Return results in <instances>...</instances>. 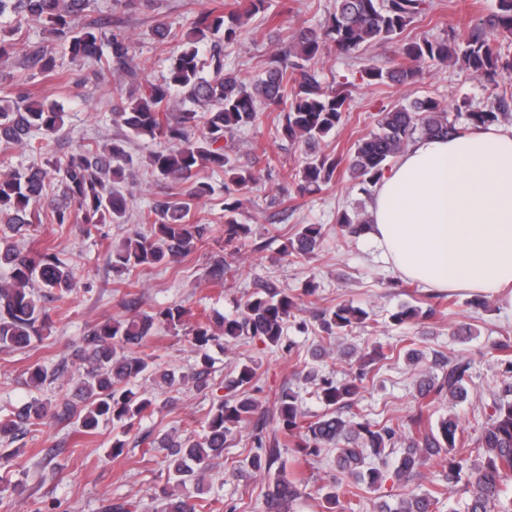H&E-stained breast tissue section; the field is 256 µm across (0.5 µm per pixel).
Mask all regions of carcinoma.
<instances>
[{
	"instance_id": "cac0c4a2",
	"label": "carcinoma",
	"mask_w": 512,
	"mask_h": 512,
	"mask_svg": "<svg viewBox=\"0 0 512 512\" xmlns=\"http://www.w3.org/2000/svg\"><path fill=\"white\" fill-rule=\"evenodd\" d=\"M92 4L93 0H0V18L21 16L42 25L68 51L71 60L96 65L95 75L99 77L111 70L122 73L129 86L128 96L112 108L113 114L130 135L164 140V146L148 157L156 177L174 183L191 182L185 196H168L141 212L140 223L150 227V234L135 232L112 249L111 267L118 274L179 263L205 245L210 225L195 217V208L213 189L205 181L193 180L202 168L224 173V247H233L248 233L249 228L237 215L244 208L255 176L232 159L224 140L235 130L255 124L263 112L277 113L276 134L301 144L308 155L296 173L298 180L284 183L282 193L331 184L343 158L320 153L318 148L323 138L344 123L350 104L348 96L322 80L315 68L319 58L326 49L349 57L376 43L394 41L410 23L433 9V0H336L333 12L319 28L293 32L288 45L274 50L263 76L248 81L226 68L224 43L240 39L248 21L266 10V0H234L230 9L216 2L193 16L180 50L171 57L168 75L152 82L142 78L132 65V43L125 34L102 25L74 26L75 19ZM480 25L477 32L446 39L422 37L403 42L397 59L385 69L369 63L362 66L361 75L376 84L404 86L415 83L426 64L459 62L490 85L493 101L475 107L464 99L451 116L438 100L424 97L378 113L375 130L356 141L348 160L347 171L359 191L372 195L373 187L415 139L463 135L497 124L512 112V62L496 55L488 39L498 33L512 35V0H497L496 10L481 19ZM33 66L45 77L62 76L51 49L37 54ZM186 102L205 110H176L178 104ZM63 125L64 113L54 104L33 100L24 93L13 99L0 97V141L42 154L46 149L43 141L56 135ZM198 127L202 128L199 135L195 134ZM129 163L126 140L114 139L100 149L79 144L63 159L50 157L40 165L0 171V224L15 236L22 234L39 218L36 203L52 185L66 200L52 207V223L63 226L80 222L90 228L121 224L127 198L119 184L126 179ZM336 223L348 235L359 237L370 223V215L343 210ZM321 239V226L306 224L284 248V255L293 260L311 255ZM2 264L10 267V278L0 282V350L23 349L42 339L51 321L46 306L32 292L34 283H39L52 301L64 305L71 302L78 280L74 269L53 247L25 250L7 235L0 236ZM231 277L233 266L225 256H212V283L222 286ZM436 306L430 304L424 309L407 303L391 315V320L400 325L427 319L437 314ZM295 309L292 296L266 283L239 305L235 315L202 311L189 331L199 355L197 368L189 374L152 370L138 351L157 325L180 330L190 315L187 309L167 307L155 314L104 321L87 333L77 349L83 371L76 380L74 397L84 402L81 413L75 414V404L68 399L62 409L54 410L33 398L0 416V440L9 441L19 431L45 420L65 421L75 415L85 435L96 433L102 422L112 423V428L127 435L155 409L153 394L137 388L146 373L171 392L189 383L205 389L211 374L210 346L247 338L290 350L286 328ZM314 318L315 333L322 342L316 355L322 356L328 354L332 342L365 324L368 313L341 301L317 311ZM494 351L497 369L511 377L512 337L498 340ZM403 355L418 360L422 352L414 341L387 352L374 345L356 353L357 370L344 382L314 369L306 371L304 380L327 408L314 421L302 410L298 392L283 389L275 397L273 412L288 447L303 457H317L323 449L336 447V476L318 488L321 512H354L353 500L359 497L360 486L374 490L389 477L410 481L428 459L443 452L448 454V465L440 483L394 506L384 501L378 512H436L448 491L457 486L465 494L464 512H512V496H503L504 487L512 481V386L504 389L511 398L494 402L485 425L472 433L454 414L435 425L430 421L429 410L436 401L467 399L470 360L446 358L438 363L440 374L422 376L417 382L418 403L401 426L389 420L382 424L347 420L339 413L371 379L379 362ZM257 369L251 362L237 367L224 384L228 396L211 406L202 434L141 438L140 443L166 451L167 481L156 496L161 512H213L212 506L219 499L211 496L207 475L212 461L222 456L238 428L251 423L258 411L250 393ZM26 374V385L35 388L48 378L47 368L41 365L27 368ZM400 439L404 448L390 465L383 457ZM252 444L258 449L251 460L254 471L268 475L277 470L266 494V512H287L301 496L302 480L286 478L280 441L268 442L257 427ZM471 446L483 451L480 461L471 460Z\"/></svg>"
}]
</instances>
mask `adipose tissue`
Instances as JSON below:
<instances>
[{
  "label": "adipose tissue",
  "mask_w": 512,
  "mask_h": 512,
  "mask_svg": "<svg viewBox=\"0 0 512 512\" xmlns=\"http://www.w3.org/2000/svg\"><path fill=\"white\" fill-rule=\"evenodd\" d=\"M365 233L394 272L512 312V126L411 144L376 185Z\"/></svg>",
  "instance_id": "obj_1"
}]
</instances>
